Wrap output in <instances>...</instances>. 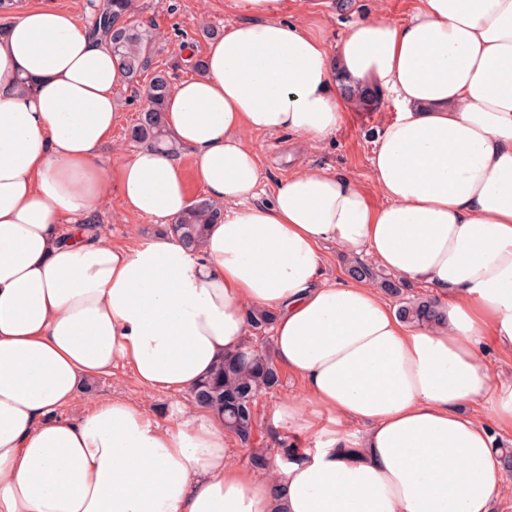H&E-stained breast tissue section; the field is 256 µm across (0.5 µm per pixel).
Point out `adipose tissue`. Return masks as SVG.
<instances>
[{"mask_svg": "<svg viewBox=\"0 0 512 512\" xmlns=\"http://www.w3.org/2000/svg\"><path fill=\"white\" fill-rule=\"evenodd\" d=\"M230 3L244 21L162 114L224 207L195 252L88 232L114 190L164 224L194 203L165 150L103 162L127 83L107 41L50 0L0 29V512H492L504 470L471 408L512 429V379L484 350L512 356V0H417L402 22L353 20L332 49L280 20L281 0ZM372 91L398 110L376 136V194L305 167L259 202L249 134L320 141ZM329 245L426 283L441 319L410 325L364 280L327 277ZM255 308L300 381L274 412L305 440L288 463L239 466L193 404L172 426L123 395L68 416L120 364L187 395ZM485 355L489 372L494 379L512 378V358L501 356L490 342H486Z\"/></svg>", "mask_w": 512, "mask_h": 512, "instance_id": "adipose-tissue-1", "label": "adipose tissue"}]
</instances>
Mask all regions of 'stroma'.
I'll return each instance as SVG.
<instances>
[{"label":"stroma","instance_id":"obj_1","mask_svg":"<svg viewBox=\"0 0 512 512\" xmlns=\"http://www.w3.org/2000/svg\"><path fill=\"white\" fill-rule=\"evenodd\" d=\"M416 0H284L283 18L302 21L321 30L328 46H335L346 22L376 8H384L396 21L405 20ZM135 13L154 25L159 40L153 64L168 70L172 82L193 75L194 70L180 58L181 45L193 47L203 54L209 40L202 32L207 28L223 29L237 21V14L228 7L227 0H135ZM150 80L142 75L138 82L126 84L117 93L119 120L112 131V140L104 149L106 163H114L136 151L129 128L137 121L143 107L142 88ZM396 116L392 101L382 97L368 106L347 114L344 123L331 137L317 144H305L288 133L255 134L253 146L261 157L263 188L272 190L288 175L302 167H324L353 177L366 191H373L370 157L378 130ZM94 233L114 245L132 241H146L161 235L164 224L154 218L131 214L123 210L118 194L111 196L96 211ZM281 383L274 390L262 394L256 406L261 437L258 448L276 454L277 445L271 436L275 406L294 395L297 379L281 372ZM122 392L144 401L152 416L161 424H171L177 408L175 398L164 394H146L136 382L131 370L117 367L109 377L98 378L82 385L75 397L72 410H86L93 401Z\"/></svg>","mask_w":512,"mask_h":512}]
</instances>
